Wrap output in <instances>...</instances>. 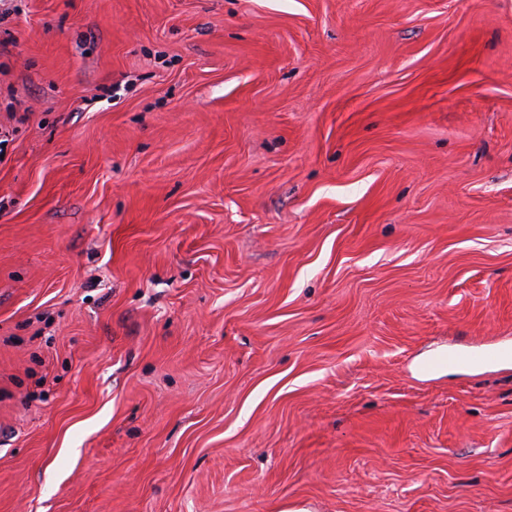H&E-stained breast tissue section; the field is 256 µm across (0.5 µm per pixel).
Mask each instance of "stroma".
I'll list each match as a JSON object with an SVG mask.
<instances>
[{"mask_svg":"<svg viewBox=\"0 0 512 512\" xmlns=\"http://www.w3.org/2000/svg\"><path fill=\"white\" fill-rule=\"evenodd\" d=\"M0 512H512V0H6ZM510 357L512 358L511 345L488 349L480 354H462L448 350V363L464 361L478 367L492 365Z\"/></svg>","mask_w":512,"mask_h":512,"instance_id":"obj_1","label":"stroma"}]
</instances>
